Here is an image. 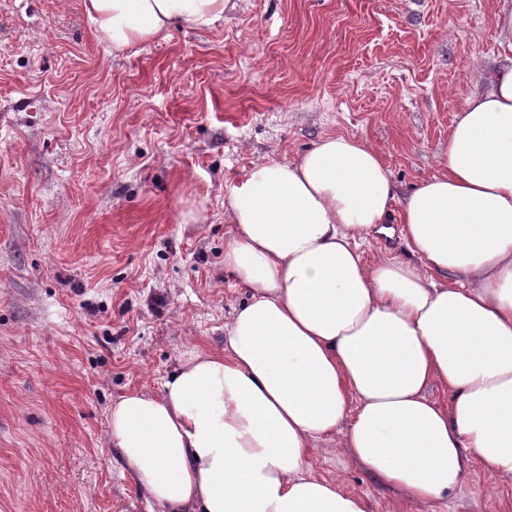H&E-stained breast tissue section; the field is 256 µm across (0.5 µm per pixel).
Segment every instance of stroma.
<instances>
[{"label": "stroma", "mask_w": 512, "mask_h": 512, "mask_svg": "<svg viewBox=\"0 0 512 512\" xmlns=\"http://www.w3.org/2000/svg\"><path fill=\"white\" fill-rule=\"evenodd\" d=\"M505 10L226 0L213 29L120 52L83 0H0V512H143L108 408L223 346L246 297L224 266L233 186L336 133L411 191L438 172ZM310 463L392 512L366 468ZM438 512H512V480L474 466Z\"/></svg>", "instance_id": "obj_1"}]
</instances>
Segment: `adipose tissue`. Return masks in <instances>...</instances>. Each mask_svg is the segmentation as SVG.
Instances as JSON below:
<instances>
[{
  "mask_svg": "<svg viewBox=\"0 0 512 512\" xmlns=\"http://www.w3.org/2000/svg\"><path fill=\"white\" fill-rule=\"evenodd\" d=\"M225 0H83L118 51L211 28ZM439 175L398 196L380 152L327 134L259 161L224 204V266L247 299L222 348L183 354L159 392L114 401L108 442L145 512H369L309 451L447 499L473 462L512 480V12ZM398 228H391V221ZM409 258L365 263L372 234ZM446 395V403L431 396Z\"/></svg>",
  "mask_w": 512,
  "mask_h": 512,
  "instance_id": "1",
  "label": "adipose tissue"
}]
</instances>
